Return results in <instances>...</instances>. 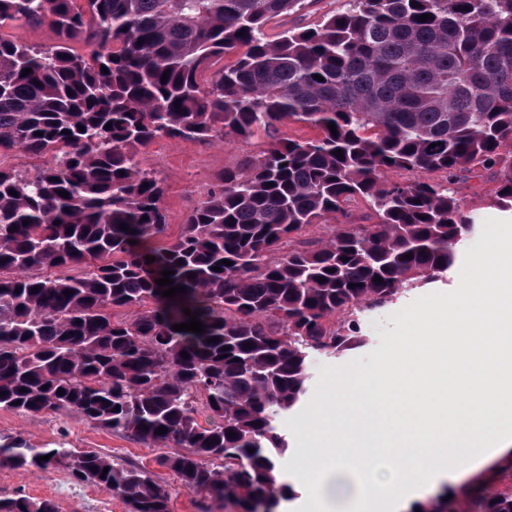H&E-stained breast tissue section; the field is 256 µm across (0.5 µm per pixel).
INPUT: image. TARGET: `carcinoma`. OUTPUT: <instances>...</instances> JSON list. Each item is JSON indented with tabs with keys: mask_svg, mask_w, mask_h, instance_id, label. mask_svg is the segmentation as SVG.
<instances>
[{
	"mask_svg": "<svg viewBox=\"0 0 512 512\" xmlns=\"http://www.w3.org/2000/svg\"><path fill=\"white\" fill-rule=\"evenodd\" d=\"M303 4L0 0V23L47 24L60 37L40 49L0 36V149L51 157L33 176L0 165V410L67 411L178 448L158 463L200 496L201 512L211 502L279 512L295 495L272 422L307 394L312 354L362 347L364 311L448 273L480 223L460 181L493 172L488 207L512 214V0H347L269 39V23ZM74 41L95 49L86 57ZM228 53L235 64L203 85ZM287 119L317 134L281 137ZM260 129L272 137L261 156L224 171L177 237L140 247L167 238L168 219L137 147ZM388 171L410 178L387 182ZM358 198L376 223H351ZM322 223L320 247L281 252ZM163 270L186 292L162 296ZM114 308L131 316L115 319ZM185 308L205 332L171 329L189 321ZM58 466L115 492L129 512H170L168 486L143 467L0 439V469ZM447 495L410 512H446ZM0 512L57 509L18 496L0 497ZM474 512H512V495L490 493Z\"/></svg>",
	"mask_w": 512,
	"mask_h": 512,
	"instance_id": "1",
	"label": "carcinoma"
}]
</instances>
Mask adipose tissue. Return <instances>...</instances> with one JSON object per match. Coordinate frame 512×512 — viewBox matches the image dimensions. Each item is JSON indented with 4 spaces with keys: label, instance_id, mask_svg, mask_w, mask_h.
<instances>
[{
    "label": "adipose tissue",
    "instance_id": "1",
    "mask_svg": "<svg viewBox=\"0 0 512 512\" xmlns=\"http://www.w3.org/2000/svg\"><path fill=\"white\" fill-rule=\"evenodd\" d=\"M468 288L411 315V337L359 377L336 381L337 392L359 399V414H375L388 428L378 438L358 428L346 441L317 438L313 455L326 458L317 476L324 507H331L352 475L364 499H387L406 512L424 489L448 482V449L461 469L477 470L512 452V239L490 240L465 275ZM361 449L356 468L344 448ZM419 448L416 458L396 449Z\"/></svg>",
    "mask_w": 512,
    "mask_h": 512
}]
</instances>
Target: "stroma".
<instances>
[{"label":"stroma","mask_w":512,"mask_h":512,"mask_svg":"<svg viewBox=\"0 0 512 512\" xmlns=\"http://www.w3.org/2000/svg\"><path fill=\"white\" fill-rule=\"evenodd\" d=\"M268 142V135L260 131L247 140L228 136L202 143L158 138L140 146L137 159L141 168L153 173L163 184L161 205L168 215L169 236L178 234L185 215L203 198L220 172L240 166L246 157L260 155ZM459 188L467 205L483 215L484 222L476 227L473 240L485 242L512 233V221L487 206L496 188L491 172L464 181ZM474 256V251L463 249L446 280L417 289L396 304L364 313L361 325L368 338L365 346L336 356L311 357L303 405L279 414L274 421L276 432L288 443L286 453L279 459V468L296 491L294 498L283 502L281 512H305L312 500L309 488L296 483L293 464L308 446V427L337 403V378L371 369L397 339L407 336L408 320L415 310L435 299L454 297L463 287L458 272L471 265ZM0 436H17L37 448L61 444L78 450H97L119 463L147 467L156 480L168 485L170 512H199L198 496L183 490L171 472L157 465L163 448L112 434L76 414L61 411L22 416L0 411ZM484 487L493 492L512 491V468H504L498 458L482 471L464 474L453 486L458 512H466L470 498ZM21 495L52 500L58 512H129L111 490L75 483L69 470L63 467L46 473L35 469L0 470V496Z\"/></svg>","instance_id":"35a3bbf8"}]
</instances>
